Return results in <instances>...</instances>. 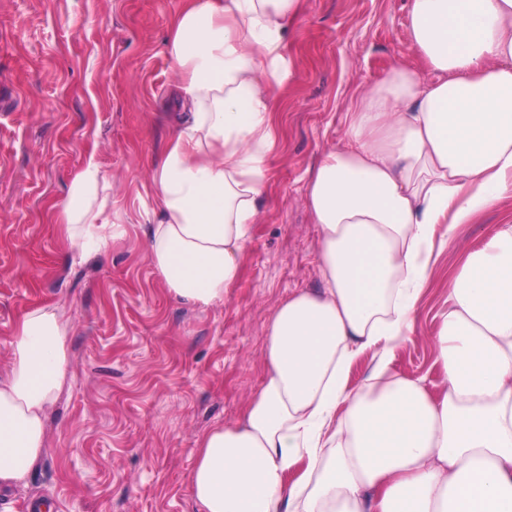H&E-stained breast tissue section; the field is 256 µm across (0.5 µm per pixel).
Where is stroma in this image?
Wrapping results in <instances>:
<instances>
[{
	"label": "stroma",
	"mask_w": 512,
	"mask_h": 512,
	"mask_svg": "<svg viewBox=\"0 0 512 512\" xmlns=\"http://www.w3.org/2000/svg\"><path fill=\"white\" fill-rule=\"evenodd\" d=\"M182 0H0V366L23 315L69 324L64 384L47 451L0 512H197L189 477L198 438L241 421L266 367L270 319L293 292L320 287L318 227L305 195L323 154L344 139L351 97L411 47L406 0H304L286 42L272 157L242 273L222 304L173 297L147 259L151 184L176 111L167 53ZM109 181L124 237L72 265L59 208L88 155ZM512 195L437 238L414 341L391 371L440 391L435 338L448 281Z\"/></svg>",
	"instance_id": "35a3bbf8"
}]
</instances>
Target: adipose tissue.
<instances>
[{
  "mask_svg": "<svg viewBox=\"0 0 512 512\" xmlns=\"http://www.w3.org/2000/svg\"><path fill=\"white\" fill-rule=\"evenodd\" d=\"M302 0H183L167 43L186 113L151 183L147 258L173 296L223 302L266 192L286 31ZM411 45L345 114L314 172L321 285L279 306L266 376L243 420L200 437L199 512H512V223L448 282L437 341L444 389L390 371L413 341L437 225L512 193V0H406ZM88 156L61 208L70 247L106 252L125 230ZM68 327L28 311L0 371V489L43 456L66 375ZM377 360L349 384L364 351ZM344 414H337V407ZM302 472L289 480L294 467Z\"/></svg>",
  "mask_w": 512,
  "mask_h": 512,
  "instance_id": "1",
  "label": "adipose tissue"
}]
</instances>
